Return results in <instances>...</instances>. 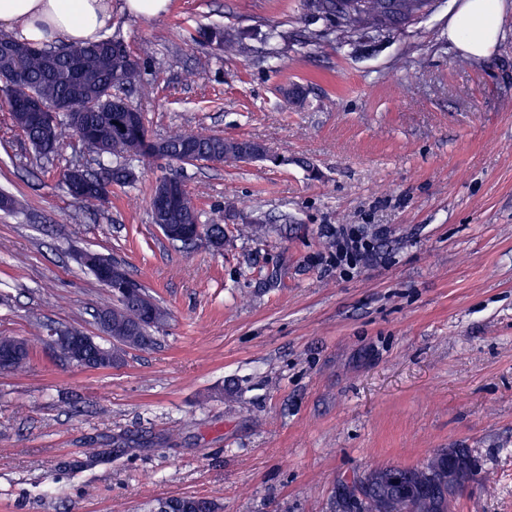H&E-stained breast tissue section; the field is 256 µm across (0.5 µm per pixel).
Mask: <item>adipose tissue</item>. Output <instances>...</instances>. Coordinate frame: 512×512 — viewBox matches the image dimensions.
Returning a JSON list of instances; mask_svg holds the SVG:
<instances>
[{"label": "adipose tissue", "instance_id": "1", "mask_svg": "<svg viewBox=\"0 0 512 512\" xmlns=\"http://www.w3.org/2000/svg\"><path fill=\"white\" fill-rule=\"evenodd\" d=\"M506 8V0H462L448 24L449 40L467 57L487 58ZM111 19L110 0H0V28L38 44L99 40Z\"/></svg>", "mask_w": 512, "mask_h": 512}]
</instances>
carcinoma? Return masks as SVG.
<instances>
[{
    "label": "carcinoma",
    "instance_id": "obj_1",
    "mask_svg": "<svg viewBox=\"0 0 512 512\" xmlns=\"http://www.w3.org/2000/svg\"><path fill=\"white\" fill-rule=\"evenodd\" d=\"M353 9L337 11L336 0H321L311 10L309 0L303 7L321 27L307 31L300 44L318 49L323 44L345 45L352 41L358 26L379 28L383 0H350ZM200 39L226 57L246 53L240 34L219 25L198 31ZM20 40L11 33L0 31V107L6 109L10 120L31 144L38 158L50 160L56 155L65 131L78 137L87 136V148L98 154L125 153L134 157H165L178 163L181 156L191 155L201 162L214 159L220 163L240 161L238 147L211 134L178 133L164 139H153L148 134L144 117L134 105L123 107L119 101L141 87L144 67L141 57L134 54L117 37L104 38L96 43L64 48L46 45L23 58L12 48ZM84 191L74 199L87 208L100 207L109 202L114 184L128 185L136 181L134 171L125 166L113 168L105 177L81 172ZM171 193L172 202L166 209L152 210L156 224H177L186 231V244L205 237L212 246H224V227L214 220L203 224L193 194L184 182L175 176L157 180L151 204H156L162 193ZM96 279L106 283L112 277L114 262L90 252L81 261ZM170 318L167 308L157 300L145 306L136 298L115 295V304L103 309V328L118 343L132 349H147L153 344L151 331L165 325ZM0 351L10 355L9 368L21 370L27 366L32 353L31 341L16 336H0ZM422 466L434 473L448 467L447 450L430 455ZM392 466L369 471L361 484L364 496L358 512H380L386 503L391 512H411L410 499L404 487L389 481ZM173 510L203 508L217 512L211 500L195 497L168 500ZM451 504L441 488L428 492L418 502L416 512H450Z\"/></svg>",
    "mask_w": 512,
    "mask_h": 512
}]
</instances>
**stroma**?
Wrapping results in <instances>:
<instances>
[{
    "instance_id": "1",
    "label": "stroma",
    "mask_w": 512,
    "mask_h": 512,
    "mask_svg": "<svg viewBox=\"0 0 512 512\" xmlns=\"http://www.w3.org/2000/svg\"><path fill=\"white\" fill-rule=\"evenodd\" d=\"M459 3L310 50L302 0H172L152 19L112 0L109 35L148 57L130 100L150 135L253 139L267 161L100 157L71 137L40 162L0 109V191L24 204L0 210V336L38 339L25 371L0 369V512H158L182 496L219 512H343L356 476L440 448L468 449L487 476L452 512H512V10L475 60L448 39ZM209 25L253 51L197 76L209 50L192 37ZM273 25L288 37L276 56ZM292 83L302 103L282 100ZM75 164L137 180L89 210L59 184ZM169 174L202 222L220 218L222 250L153 224ZM340 225L368 243L341 265ZM83 251L170 312L153 347L112 368L45 341L75 327L111 342L95 314L112 292Z\"/></svg>"
}]
</instances>
